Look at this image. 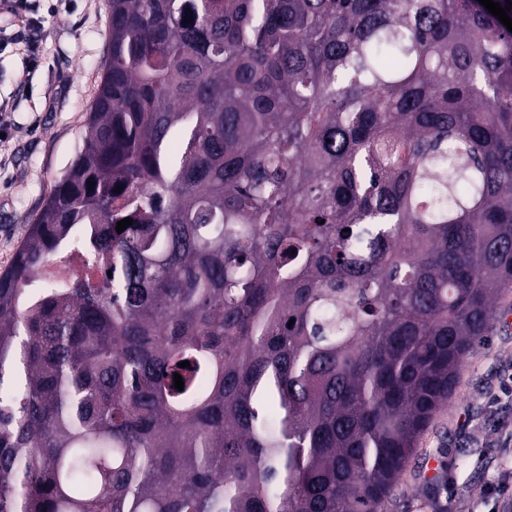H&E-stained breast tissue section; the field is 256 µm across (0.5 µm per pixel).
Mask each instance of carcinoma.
Segmentation results:
<instances>
[{
  "instance_id": "obj_1",
  "label": "carcinoma",
  "mask_w": 512,
  "mask_h": 512,
  "mask_svg": "<svg viewBox=\"0 0 512 512\" xmlns=\"http://www.w3.org/2000/svg\"><path fill=\"white\" fill-rule=\"evenodd\" d=\"M107 5L82 148L0 273V512H381L512 286V32Z\"/></svg>"
}]
</instances>
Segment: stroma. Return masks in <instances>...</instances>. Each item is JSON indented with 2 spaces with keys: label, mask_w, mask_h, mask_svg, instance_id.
Masks as SVG:
<instances>
[{
  "label": "stroma",
  "mask_w": 512,
  "mask_h": 512,
  "mask_svg": "<svg viewBox=\"0 0 512 512\" xmlns=\"http://www.w3.org/2000/svg\"><path fill=\"white\" fill-rule=\"evenodd\" d=\"M37 30L0 0V272L9 268L29 224L82 147L109 40L106 0H29ZM512 287L500 295L481 343L422 435L417 454L383 512H512ZM438 475L426 478L429 460ZM447 491H440V484ZM505 485L508 495H476Z\"/></svg>",
  "instance_id": "stroma-1"
}]
</instances>
